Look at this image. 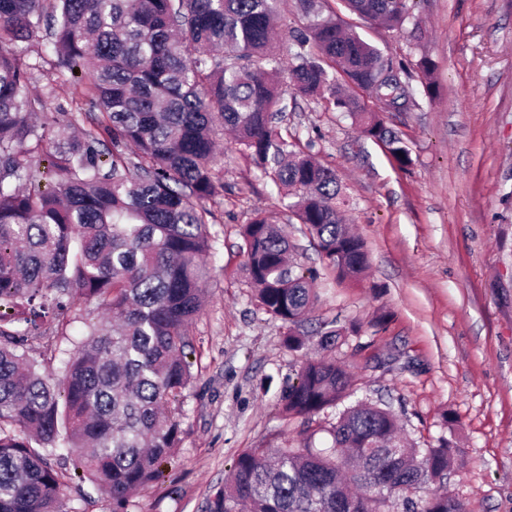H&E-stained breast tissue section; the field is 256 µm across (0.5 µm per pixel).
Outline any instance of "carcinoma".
Listing matches in <instances>:
<instances>
[{
  "instance_id": "obj_1",
  "label": "carcinoma",
  "mask_w": 512,
  "mask_h": 512,
  "mask_svg": "<svg viewBox=\"0 0 512 512\" xmlns=\"http://www.w3.org/2000/svg\"><path fill=\"white\" fill-rule=\"evenodd\" d=\"M389 30L411 18L410 0H340ZM283 0H0V304L22 299L31 321L94 303L86 337L56 372L26 356L23 319L0 314V512H64V491L106 490L112 512L164 478L181 442L177 411L193 378L188 333L204 306L202 258L224 192L216 130L235 136L288 200L326 263L342 278L368 264L342 222L348 196L336 172L277 126L287 109L273 36ZM306 20L288 53L289 88L332 104L382 142L401 165L402 140L361 104L371 91L395 109L409 97L400 65L345 27L321 0H298ZM45 42L53 74L84 71L81 96L98 112L77 135L34 121L37 65L6 44ZM55 133L57 180L43 190L30 142ZM112 141V154L100 149ZM245 270L259 306L288 325L313 305L314 273L288 261L284 229L262 216L244 225ZM347 369L305 360L288 382L282 414L307 421L352 393ZM331 446L251 448L234 460L206 512H467L443 486L453 464L445 438L418 448L377 404L345 407Z\"/></svg>"
}]
</instances>
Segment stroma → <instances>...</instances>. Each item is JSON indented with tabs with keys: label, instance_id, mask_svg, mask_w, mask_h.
Returning <instances> with one entry per match:
<instances>
[{
	"label": "stroma",
	"instance_id": "stroma-1",
	"mask_svg": "<svg viewBox=\"0 0 512 512\" xmlns=\"http://www.w3.org/2000/svg\"><path fill=\"white\" fill-rule=\"evenodd\" d=\"M412 21L387 30L348 16L357 33L410 73L413 103L383 113L411 162L399 167L328 97L296 96L282 123L289 138L331 166L351 205L369 267L356 281L326 269L303 227L288 221L276 188L230 138H221L223 196L208 201L213 248L205 307L192 325L194 377L184 392L181 445L162 483L139 490L140 512H205L239 453L298 443L303 419L280 400L301 361L345 363L356 396L399 416L426 448L450 440L448 489L469 512H512V0H413ZM433 64L423 80L420 59ZM84 77L35 74L41 113L83 126L74 96ZM284 227L293 259L317 269L316 301L293 351L285 326L258 305L243 268L241 230L257 215ZM335 321L338 347L317 329ZM83 326L47 321L27 354L75 352Z\"/></svg>",
	"mask_w": 512,
	"mask_h": 512
}]
</instances>
